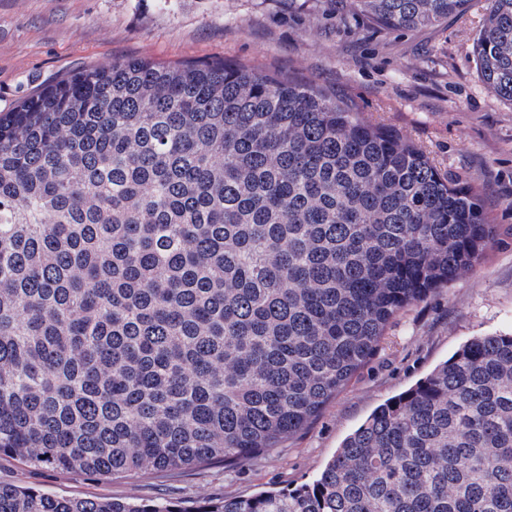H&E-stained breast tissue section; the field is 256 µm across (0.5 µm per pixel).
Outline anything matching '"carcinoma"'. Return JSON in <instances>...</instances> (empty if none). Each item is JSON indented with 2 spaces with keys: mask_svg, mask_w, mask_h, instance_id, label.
Here are the masks:
<instances>
[{
  "mask_svg": "<svg viewBox=\"0 0 512 512\" xmlns=\"http://www.w3.org/2000/svg\"><path fill=\"white\" fill-rule=\"evenodd\" d=\"M390 31L482 11L512 105V0H325ZM480 190L255 68L88 65L0 112V459L102 477L281 447L409 305L497 241ZM0 512H512V334L380 404L318 479L191 507L0 485Z\"/></svg>",
  "mask_w": 512,
  "mask_h": 512,
  "instance_id": "1",
  "label": "carcinoma"
}]
</instances>
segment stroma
Here are the masks:
<instances>
[{
  "instance_id": "1",
  "label": "stroma",
  "mask_w": 512,
  "mask_h": 512,
  "mask_svg": "<svg viewBox=\"0 0 512 512\" xmlns=\"http://www.w3.org/2000/svg\"><path fill=\"white\" fill-rule=\"evenodd\" d=\"M319 0H0V111L62 75L129 57L225 60L337 96L477 187L499 240L474 270L404 310L372 358L282 447L241 463L105 478L0 461V482L56 496L247 497L315 481L344 438L476 336L512 333V106L481 82V15L388 31L325 18Z\"/></svg>"
}]
</instances>
